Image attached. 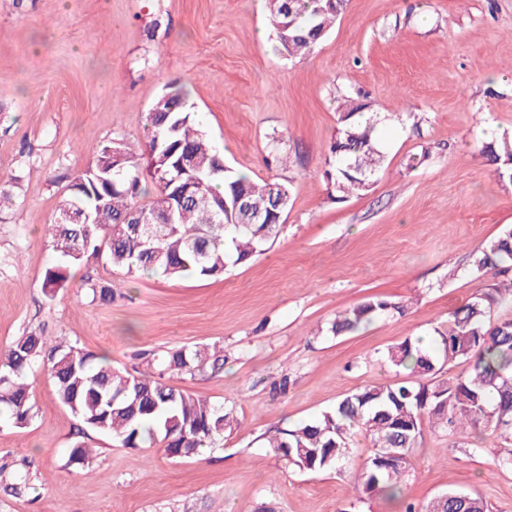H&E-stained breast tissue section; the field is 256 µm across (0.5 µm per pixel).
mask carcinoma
<instances>
[{
  "mask_svg": "<svg viewBox=\"0 0 512 512\" xmlns=\"http://www.w3.org/2000/svg\"><path fill=\"white\" fill-rule=\"evenodd\" d=\"M287 3L301 36L287 40L278 28L275 34L290 56L309 53L320 38L304 35L326 34L343 7L341 0H272V24L282 20L279 13ZM153 108L162 117L146 124L145 152L121 143L101 145L92 164L70 182L48 225L52 246L65 259V264L45 272L43 288L49 296L65 287L67 266L97 255L101 244L106 260L131 276L210 279L247 263L282 233L292 200L289 184L275 178L253 180L232 169L214 173L218 153L200 129L182 87H170L155 99ZM338 124L325 174L335 186L336 201L344 202L369 189L384 155L377 113L367 97L344 96ZM114 148L124 158L115 168ZM481 152L500 176L512 178V135L505 132L483 142ZM181 156L194 159L193 172L174 169ZM143 169L158 192L151 202L139 204L136 194ZM176 178L189 192L179 202L175 224L149 244L132 213L151 215L170 207L175 200L170 184ZM76 202L92 223L64 220ZM469 270L493 271L507 282L490 285L448 313L447 324L435 329L433 346L407 338L390 347L386 359L407 371L405 379L359 387L320 415L273 430L266 447L300 471H337L354 453V436L363 434L372 450L357 484L366 493L395 499L402 494L408 458L427 428L449 435L480 428L512 441V317H494V312L512 308V229L473 251ZM87 285L92 301L112 302L111 283L89 279ZM402 311L404 306L387 297L371 295L336 317L328 333L355 332ZM139 360L131 371L115 369L105 355L51 341L40 330L26 331L0 353V420L17 427L31 420L33 405L25 377L40 362L59 403L85 428L112 437L124 448L158 445L172 457L189 458L215 447L224 432L238 424L234 406L213 404L167 383L174 375L192 378L221 371L223 349L195 346L142 352ZM456 361L467 364L468 370L440 377L443 366ZM385 449L398 454L395 461L383 460ZM4 474V492L22 494L30 479L26 466L1 464L0 475ZM423 512H487V507L470 493L449 491L432 499Z\"/></svg>",
  "mask_w": 512,
  "mask_h": 512,
  "instance_id": "1",
  "label": "carcinoma"
}]
</instances>
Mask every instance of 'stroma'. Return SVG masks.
Masks as SVG:
<instances>
[{
    "label": "stroma",
    "instance_id": "obj_1",
    "mask_svg": "<svg viewBox=\"0 0 512 512\" xmlns=\"http://www.w3.org/2000/svg\"><path fill=\"white\" fill-rule=\"evenodd\" d=\"M173 82L228 167L290 184L283 233L217 280L131 276L92 257L47 297L57 255L46 226L73 176L99 144L144 146L146 115ZM348 93L390 120L371 188L338 203L324 170L336 98ZM492 132L512 133V0H346L297 58L278 51L258 0H0V178L10 184L0 202V348L36 328L128 368L139 351L217 345L223 373L170 383L235 405L239 418L189 459L125 448L79 434L34 366L32 419L0 423V464H26L29 487L0 491V512H404L453 490L512 512V472L496 464L506 445L494 436L425 431L398 502L355 489L371 451L364 436L339 472L297 470L265 446L268 432L356 388L398 381L388 348L429 338L494 283L469 270L473 250L512 228V183L480 153ZM276 134L283 168L265 164ZM90 277L111 282L112 304L92 303ZM373 294L404 314L326 334ZM80 441L91 460L67 465Z\"/></svg>",
    "mask_w": 512,
    "mask_h": 512
}]
</instances>
